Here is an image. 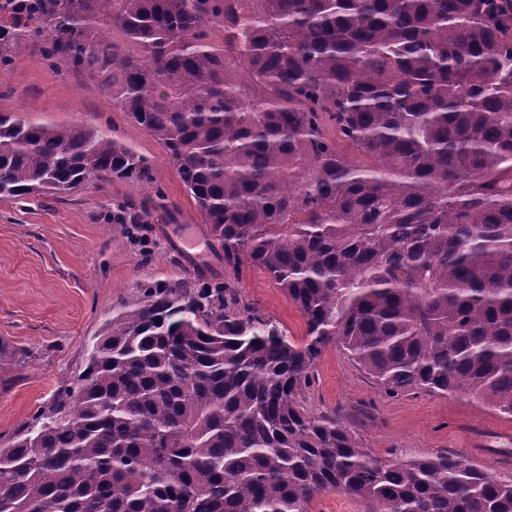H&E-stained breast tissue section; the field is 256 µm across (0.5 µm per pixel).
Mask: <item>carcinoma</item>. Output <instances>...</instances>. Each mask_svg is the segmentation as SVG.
Wrapping results in <instances>:
<instances>
[{
  "mask_svg": "<svg viewBox=\"0 0 512 512\" xmlns=\"http://www.w3.org/2000/svg\"><path fill=\"white\" fill-rule=\"evenodd\" d=\"M27 52L107 85L224 269H262L306 330L217 278L138 285L78 387L0 448V512H311L331 491L512 512V483L448 452L377 457L302 401L336 345L393 397L512 418V0H0V74ZM110 178L151 183L152 165L86 124L0 112V197ZM152 219L112 210L122 237Z\"/></svg>",
  "mask_w": 512,
  "mask_h": 512,
  "instance_id": "obj_1",
  "label": "carcinoma"
}]
</instances>
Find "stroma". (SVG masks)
I'll list each match as a JSON object with an SVG mask.
<instances>
[{"mask_svg": "<svg viewBox=\"0 0 512 512\" xmlns=\"http://www.w3.org/2000/svg\"><path fill=\"white\" fill-rule=\"evenodd\" d=\"M109 90L72 71L23 55L0 78V110L43 124L82 122L148 158L154 184L121 180L90 184L67 195L0 199V344L21 352L0 386V448L49 410L58 391L77 385L87 347L112 308L136 284L175 280L193 271L233 282L246 304L279 321L294 339L305 334L299 311L257 268L226 272L210 245L195 246L201 226L195 205L162 148L123 112ZM162 190L175 206L171 222L145 225L137 239L112 223L118 201L140 202ZM305 405L337 413L382 458L461 455L512 481V419L464 395L385 394L339 347L314 369Z\"/></svg>", "mask_w": 512, "mask_h": 512, "instance_id": "obj_1", "label": "stroma"}]
</instances>
